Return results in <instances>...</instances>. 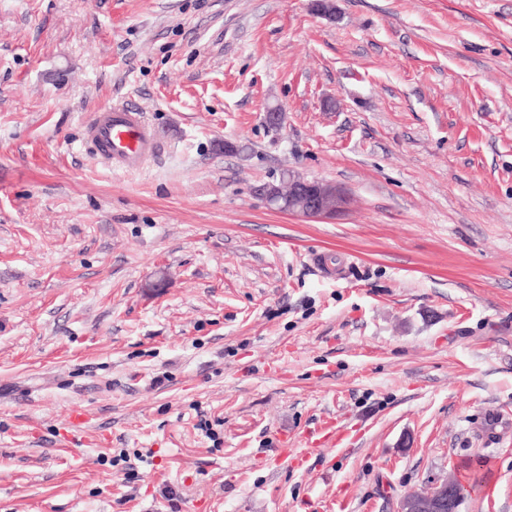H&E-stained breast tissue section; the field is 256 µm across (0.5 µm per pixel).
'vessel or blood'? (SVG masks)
<instances>
[{
  "instance_id": "1",
  "label": "vessel or blood",
  "mask_w": 512,
  "mask_h": 512,
  "mask_svg": "<svg viewBox=\"0 0 512 512\" xmlns=\"http://www.w3.org/2000/svg\"><path fill=\"white\" fill-rule=\"evenodd\" d=\"M86 141L94 156L103 164L123 171L141 168L158 157L163 144L142 112L131 105L113 106L94 112L85 124ZM343 434L335 422L322 424L314 440L303 441L301 458L322 455L341 444Z\"/></svg>"
}]
</instances>
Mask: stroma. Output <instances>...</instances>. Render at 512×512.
I'll list each match as a JSON object with an SVG mask.
<instances>
[{"label":"stroma","mask_w":512,"mask_h":512,"mask_svg":"<svg viewBox=\"0 0 512 512\" xmlns=\"http://www.w3.org/2000/svg\"><path fill=\"white\" fill-rule=\"evenodd\" d=\"M333 4L0 0V512H397L475 459L512 512V0ZM118 104L143 170L84 140ZM84 128L94 156L112 169L137 170L163 150L153 126L131 105L100 109ZM276 186L286 185L288 204L301 205L300 214L306 218H317L326 215H336L346 208L349 202L347 192L341 187H330L317 181L307 180L299 175L288 172L283 173L279 183L271 182ZM342 440L343 433L341 430H336V423L334 421H327L320 427L317 438L312 441L309 439L303 440V447L296 456H299L302 459L318 457L327 449L340 445Z\"/></svg>","instance_id":"stroma-1"}]
</instances>
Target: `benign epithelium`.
Returning a JSON list of instances; mask_svg holds the SVG:
<instances>
[{
  "instance_id": "1",
  "label": "benign epithelium",
  "mask_w": 512,
  "mask_h": 512,
  "mask_svg": "<svg viewBox=\"0 0 512 512\" xmlns=\"http://www.w3.org/2000/svg\"><path fill=\"white\" fill-rule=\"evenodd\" d=\"M260 193L265 204L275 210L286 202L301 205L300 215L306 218L337 214L349 201L341 187L326 186L291 173L288 174V198L275 196L263 188ZM465 495V486L456 477H449L435 483L425 493L404 499L399 512H460Z\"/></svg>"
}]
</instances>
